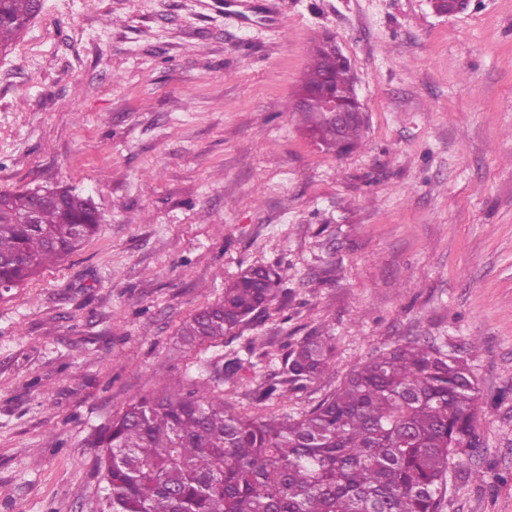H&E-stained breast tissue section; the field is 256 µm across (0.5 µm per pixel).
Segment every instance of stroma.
Masks as SVG:
<instances>
[{
	"label": "stroma",
	"instance_id": "obj_1",
	"mask_svg": "<svg viewBox=\"0 0 512 512\" xmlns=\"http://www.w3.org/2000/svg\"><path fill=\"white\" fill-rule=\"evenodd\" d=\"M327 33L367 111L340 156L289 106ZM55 187L102 223L0 289V512H99L92 441L141 396L296 417L382 351L475 337L482 446L441 512H512V0H44L0 54V190ZM250 266L283 271L274 304L184 343ZM314 334L330 367L291 389L285 356Z\"/></svg>",
	"mask_w": 512,
	"mask_h": 512
}]
</instances>
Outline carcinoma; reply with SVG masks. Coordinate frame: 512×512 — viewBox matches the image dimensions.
Instances as JSON below:
<instances>
[{
    "instance_id": "1",
    "label": "carcinoma",
    "mask_w": 512,
    "mask_h": 512,
    "mask_svg": "<svg viewBox=\"0 0 512 512\" xmlns=\"http://www.w3.org/2000/svg\"><path fill=\"white\" fill-rule=\"evenodd\" d=\"M43 0H0V50ZM349 66L314 45L300 90L352 100ZM329 150H352L365 123L341 129L301 111ZM34 223H23L28 214ZM91 201L68 189L0 191V287L9 291L73 254L98 230ZM282 276L249 267L221 301L182 323L189 344L221 339L265 311ZM336 349L307 336L288 352V384L320 377ZM478 388L468 359L409 342L350 371L340 388L299 418L233 414L210 392L166 390L130 403L99 439L102 512H440L455 457L480 446Z\"/></svg>"
}]
</instances>
